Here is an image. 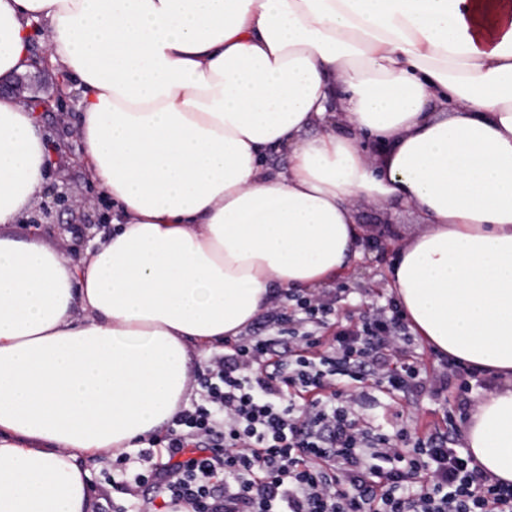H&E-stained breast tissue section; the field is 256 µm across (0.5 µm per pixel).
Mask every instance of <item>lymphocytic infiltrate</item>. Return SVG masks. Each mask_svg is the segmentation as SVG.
<instances>
[{"mask_svg":"<svg viewBox=\"0 0 512 512\" xmlns=\"http://www.w3.org/2000/svg\"><path fill=\"white\" fill-rule=\"evenodd\" d=\"M261 327L198 371V397L168 425L163 455L137 449L113 474L130 498L120 512H512V486L468 450L360 414L377 393L437 400L488 385L452 359L424 377L398 305L342 324L332 301L291 293Z\"/></svg>","mask_w":512,"mask_h":512,"instance_id":"1","label":"lymphocytic infiltrate"}]
</instances>
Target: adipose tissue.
<instances>
[{"label": "adipose tissue", "instance_id": "1", "mask_svg": "<svg viewBox=\"0 0 512 512\" xmlns=\"http://www.w3.org/2000/svg\"><path fill=\"white\" fill-rule=\"evenodd\" d=\"M39 29L116 230L76 260L4 233L49 149L1 96L0 512H91L82 460L173 419L191 347L360 258L358 197L427 224L389 286L434 351L504 380L460 431L512 485V0H0V76Z\"/></svg>", "mask_w": 512, "mask_h": 512}]
</instances>
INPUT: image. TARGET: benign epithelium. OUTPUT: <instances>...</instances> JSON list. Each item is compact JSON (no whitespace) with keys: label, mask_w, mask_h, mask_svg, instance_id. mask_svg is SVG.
I'll use <instances>...</instances> for the list:
<instances>
[{"label":"benign epithelium","mask_w":512,"mask_h":512,"mask_svg":"<svg viewBox=\"0 0 512 512\" xmlns=\"http://www.w3.org/2000/svg\"><path fill=\"white\" fill-rule=\"evenodd\" d=\"M54 91L46 97L31 98L28 104L43 115L47 112L57 111L59 117H64L62 111L64 105L76 104L79 100L77 92L70 90L69 83L65 82L62 76H57L54 80ZM50 132L49 165H59L64 160L69 159L75 164L82 162L83 145L77 138L65 139L64 126L56 124L48 127ZM79 210L82 212V218L78 221V226L65 227V231L80 236L82 241L86 242L92 237L91 230L99 224L107 223L109 216L107 206L99 200L97 196L77 199L70 193L67 184H52L45 188L41 193V202L39 206L31 211V216L27 223L33 227H39L43 224L56 223V215L62 210Z\"/></svg>","instance_id":"benign-epithelium-1"}]
</instances>
